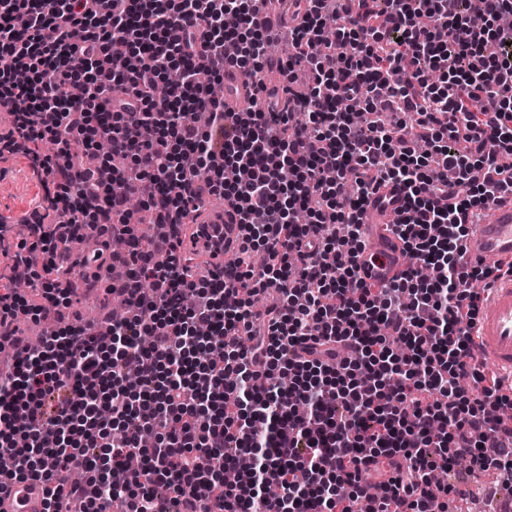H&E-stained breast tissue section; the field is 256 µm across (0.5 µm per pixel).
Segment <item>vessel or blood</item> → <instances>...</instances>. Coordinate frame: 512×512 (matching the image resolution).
Masks as SVG:
<instances>
[{"label":"vessel or blood","instance_id":"1","mask_svg":"<svg viewBox=\"0 0 512 512\" xmlns=\"http://www.w3.org/2000/svg\"><path fill=\"white\" fill-rule=\"evenodd\" d=\"M252 88L238 71L224 73V102L229 109L245 104ZM232 210L221 205L203 209L200 223L216 225L224 233V253L233 255L243 237L241 225L233 223ZM395 217L386 210L378 222L363 226L364 247L359 257L368 266L372 283L390 282L403 269L405 258L395 236L385 232V223ZM470 255L477 260H512V198L495 205L489 219L472 225L466 240ZM475 357L482 363H492L512 374V275L493 282L479 304L477 331L474 335ZM0 512H46V502L38 482L15 480L0 490Z\"/></svg>","mask_w":512,"mask_h":512}]
</instances>
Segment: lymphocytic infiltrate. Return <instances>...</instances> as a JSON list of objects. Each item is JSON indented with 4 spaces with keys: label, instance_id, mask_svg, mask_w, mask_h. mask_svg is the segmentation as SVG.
Listing matches in <instances>:
<instances>
[{
    "label": "lymphocytic infiltrate",
    "instance_id": "f902f5d3",
    "mask_svg": "<svg viewBox=\"0 0 512 512\" xmlns=\"http://www.w3.org/2000/svg\"><path fill=\"white\" fill-rule=\"evenodd\" d=\"M274 2L0 0V156H26L42 188L34 237H0V341L15 348L0 487L42 483L46 512H448L470 491L433 471L512 472V378L475 358L472 286L512 261L484 267L462 245L512 197V0H306L289 20ZM272 66L308 80L283 111L228 112L209 91L226 68L259 87ZM134 196L166 227L148 244ZM207 196L247 235L196 276L182 237ZM391 205L410 265L375 287L361 221ZM104 206L117 223L96 224ZM75 222L93 255L63 251ZM91 266L130 307L99 335L70 312ZM23 280L42 303L19 297ZM49 313L61 329L19 335V315ZM242 454L231 486L207 465ZM130 457L141 470L110 482Z\"/></svg>",
    "mask_w": 512,
    "mask_h": 512
}]
</instances>
